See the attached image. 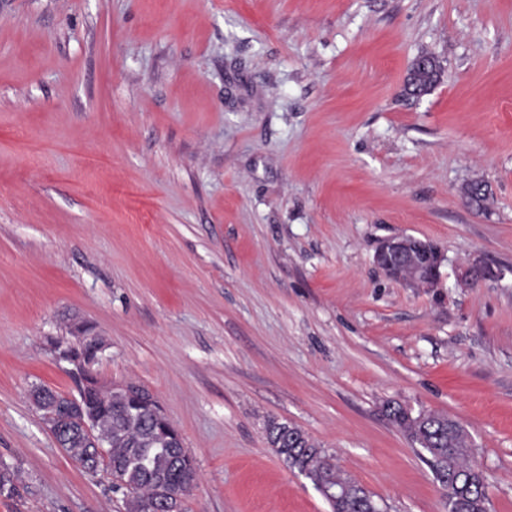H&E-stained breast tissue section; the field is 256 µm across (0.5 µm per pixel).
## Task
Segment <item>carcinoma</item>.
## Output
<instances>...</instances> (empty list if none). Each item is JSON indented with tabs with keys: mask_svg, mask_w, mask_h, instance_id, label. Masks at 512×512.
Wrapping results in <instances>:
<instances>
[{
	"mask_svg": "<svg viewBox=\"0 0 512 512\" xmlns=\"http://www.w3.org/2000/svg\"><path fill=\"white\" fill-rule=\"evenodd\" d=\"M424 67L411 68L407 91L414 97L427 94L440 78V63L431 53L423 54ZM488 189L481 182H473L467 190L469 204L477 208L487 199ZM59 403L66 395L45 386L32 391V399L39 411H44L47 399ZM100 409L94 417V432L99 441L110 448L109 460H93L94 449L88 447L81 427L75 422H64L61 427L62 448L76 462L88 464V472H105L113 488L126 492V512H157L160 501L183 512V502L176 501L183 476L194 463L190 453H182L179 443H172L163 433L166 417H157L147 408H126L127 393L120 387L98 398ZM390 416L412 444L422 448L425 460L432 467L436 480L443 484L448 498V512H486V496L479 488L483 474L469 460L471 437L460 425H448L444 415L420 412L409 415L404 406L392 405ZM266 440L284 459L288 467L307 478L313 486L326 479L348 482L350 478L336 468L311 437L299 427L268 420ZM19 494L18 470L0 462V496ZM331 512H380L370 495L352 497L346 501L329 502Z\"/></svg>",
	"mask_w": 512,
	"mask_h": 512,
	"instance_id": "carcinoma-1",
	"label": "carcinoma"
}]
</instances>
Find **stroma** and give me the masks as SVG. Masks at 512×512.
Here are the masks:
<instances>
[{
    "label": "stroma",
    "instance_id": "1",
    "mask_svg": "<svg viewBox=\"0 0 512 512\" xmlns=\"http://www.w3.org/2000/svg\"><path fill=\"white\" fill-rule=\"evenodd\" d=\"M404 235L436 286L375 265ZM76 317L194 455L186 512H329L271 417L382 512H448L389 401L464 426L512 512V0H0V512H125L30 399L76 393ZM426 64L423 68L411 66L407 80V91L414 97L427 94L437 84L440 78V63L431 53L421 55ZM265 431L267 442L275 448L288 467L307 478L317 491L324 479L336 478V483L355 482L343 476L332 458L299 427L270 419Z\"/></svg>",
    "mask_w": 512,
    "mask_h": 512
}]
</instances>
